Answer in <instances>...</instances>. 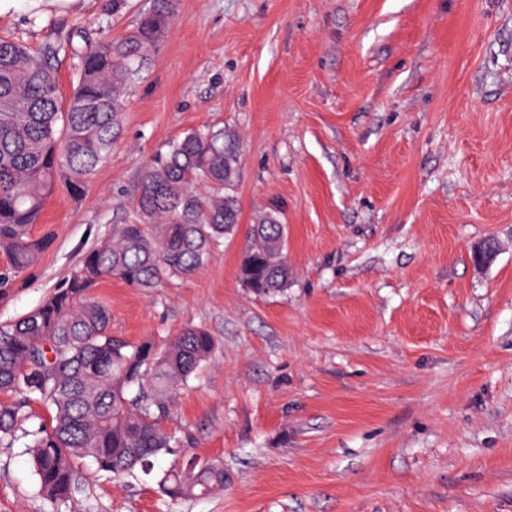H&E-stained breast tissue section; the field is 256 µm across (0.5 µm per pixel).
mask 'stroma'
<instances>
[{"label": "stroma", "mask_w": 512, "mask_h": 512, "mask_svg": "<svg viewBox=\"0 0 512 512\" xmlns=\"http://www.w3.org/2000/svg\"><path fill=\"white\" fill-rule=\"evenodd\" d=\"M145 4L19 0L0 35H118ZM207 126L241 137L236 233L155 291L95 293L132 343L210 331L158 467L220 460L227 482L175 499L85 466L71 512H512V0H177L108 159L47 200L51 245L0 287V324L134 222L144 167ZM270 210L294 283L258 296L240 266ZM0 512H52L20 441L0 444ZM501 251V244L498 238L486 237L471 246L473 265L477 269L488 267Z\"/></svg>", "instance_id": "35a3bbf8"}]
</instances>
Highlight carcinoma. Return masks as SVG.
<instances>
[{
    "label": "carcinoma",
    "instance_id": "carcinoma-1",
    "mask_svg": "<svg viewBox=\"0 0 512 512\" xmlns=\"http://www.w3.org/2000/svg\"><path fill=\"white\" fill-rule=\"evenodd\" d=\"M176 0H147L131 28L112 36L98 28L88 46L80 28L31 52L0 36V253L9 274L35 266L49 239L32 232L58 180L75 192L90 183L122 135L124 97L149 69L171 29ZM75 66V83L61 99L55 76L60 55ZM240 138L231 129L193 130L157 153L141 175L135 224L85 253L65 284L22 318L0 325V443L16 440L41 406L48 422L27 444L38 493L54 508L79 490V466L101 476H150L154 460L174 438L160 422L173 393L210 358L214 340L188 325L164 346L129 343L112 335V312L94 290L116 279L150 291L163 279L203 266L221 240L233 235L240 210ZM209 193L202 194L198 186ZM287 227L273 212L251 228L240 268L245 287L283 293L292 271L283 253ZM172 497L198 498L224 489V463L192 459L158 480Z\"/></svg>",
    "mask_w": 512,
    "mask_h": 512
}]
</instances>
